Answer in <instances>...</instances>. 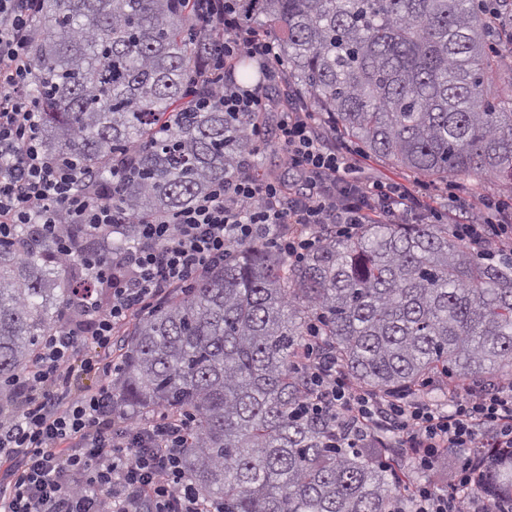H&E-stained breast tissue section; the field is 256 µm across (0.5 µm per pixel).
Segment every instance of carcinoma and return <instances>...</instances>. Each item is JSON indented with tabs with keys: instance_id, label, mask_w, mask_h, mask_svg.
<instances>
[{
	"instance_id": "obj_1",
	"label": "carcinoma",
	"mask_w": 512,
	"mask_h": 512,
	"mask_svg": "<svg viewBox=\"0 0 512 512\" xmlns=\"http://www.w3.org/2000/svg\"><path fill=\"white\" fill-rule=\"evenodd\" d=\"M269 26L293 86L367 153L425 177L491 174L512 190V0H229ZM30 56L48 155L65 152L112 188L114 232L64 225L74 250L120 255L134 222L181 210L236 175L251 121L224 111L196 65L211 36L185 0H45ZM119 168L110 184L101 178ZM106 293L36 226L0 245V394L36 364L60 308ZM348 378L413 393L512 376V254L492 257L446 224L321 230L297 264L255 242L135 321L115 397L188 420L182 459L224 512H390L406 483L381 448L332 445L304 411L298 372L311 322ZM464 495L512 497V448L485 449Z\"/></svg>"
}]
</instances>
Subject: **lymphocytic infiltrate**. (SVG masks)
<instances>
[{"label": "lymphocytic infiltrate", "instance_id": "obj_1", "mask_svg": "<svg viewBox=\"0 0 512 512\" xmlns=\"http://www.w3.org/2000/svg\"><path fill=\"white\" fill-rule=\"evenodd\" d=\"M188 3L194 23L212 38L199 81L213 89L225 111H265L263 83H238L225 62L247 56L266 80L275 79L279 57L272 36L243 25L224 0ZM42 15L43 0H0V239L10 238L18 225L33 224L67 259L73 248L62 225L107 231L116 216L111 191L89 195L90 169L70 155L50 157L43 150L30 58L44 33ZM279 131L288 164L306 178L302 195L287 196L280 184L257 181L244 170L176 215L138 224L136 245L120 257L87 258V270L110 286L111 298L104 305L87 300L82 317L44 337L36 366L16 379L13 394L22 408L0 419V457L19 466L8 495L0 497V512H224L223 503L202 497L185 477L187 425L162 420L120 434L111 387L72 395V360L81 347L106 360L118 326L171 290L190 287L236 246L262 241L297 259L317 244L322 225H336L344 234L419 207L404 186L344 187L352 163L318 136L311 113L285 112ZM511 218L500 207L491 217L477 212L459 233L484 252H511ZM304 368L312 411L333 423L341 447L379 448L382 432H399L428 471L441 449L467 454L447 492L421 487L393 512H512V497L500 496L491 505L458 494L482 478L481 449L512 447V379L466 391L443 413L420 400L387 399L352 385L314 339L304 352Z\"/></svg>", "mask_w": 512, "mask_h": 512}]
</instances>
